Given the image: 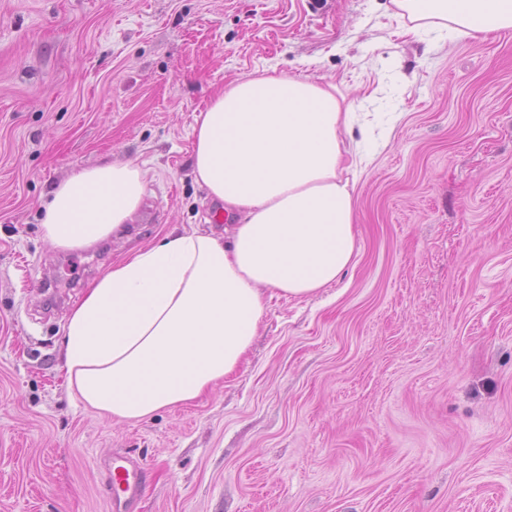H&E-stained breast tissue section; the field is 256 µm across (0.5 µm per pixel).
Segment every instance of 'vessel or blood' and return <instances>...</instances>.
Returning a JSON list of instances; mask_svg holds the SVG:
<instances>
[{
    "instance_id": "1",
    "label": "vessel or blood",
    "mask_w": 512,
    "mask_h": 512,
    "mask_svg": "<svg viewBox=\"0 0 512 512\" xmlns=\"http://www.w3.org/2000/svg\"><path fill=\"white\" fill-rule=\"evenodd\" d=\"M106 475L107 501L110 512H134L146 491V470L137 459L124 453L100 459Z\"/></svg>"
}]
</instances>
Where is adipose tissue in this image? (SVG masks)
<instances>
[{"instance_id": "1", "label": "adipose tissue", "mask_w": 512, "mask_h": 512, "mask_svg": "<svg viewBox=\"0 0 512 512\" xmlns=\"http://www.w3.org/2000/svg\"><path fill=\"white\" fill-rule=\"evenodd\" d=\"M407 32L439 38L512 30V0H392ZM332 85L267 71L217 90L193 128L196 181L232 219L223 236L173 230L98 278L72 307L61 348L85 407L140 422L230 377L259 334L264 294H317L357 255L351 127ZM149 181L115 159L74 172L43 203V239L89 249L124 237Z\"/></svg>"}]
</instances>
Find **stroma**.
Masks as SVG:
<instances>
[{"mask_svg": "<svg viewBox=\"0 0 512 512\" xmlns=\"http://www.w3.org/2000/svg\"><path fill=\"white\" fill-rule=\"evenodd\" d=\"M378 113L359 253L265 297L239 369L130 424L73 399L61 329L112 264L214 230L191 165L209 96L268 68ZM115 159L151 171L124 239L51 248L40 203ZM512 512V32L403 34L391 0H0V512ZM99 468L106 475L110 512H134L146 491V470L137 459L115 452L100 459Z\"/></svg>", "mask_w": 512, "mask_h": 512, "instance_id": "35a3bbf8", "label": "stroma"}]
</instances>
